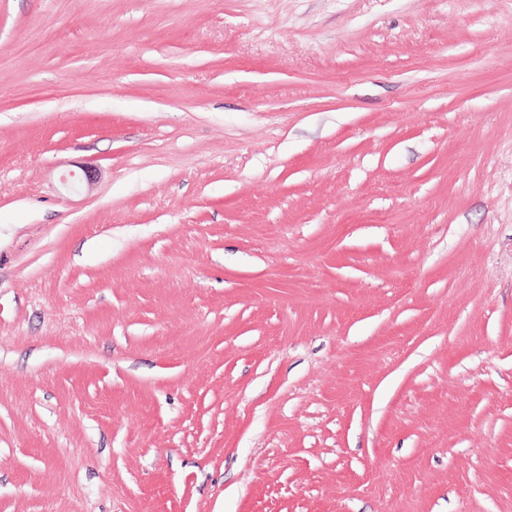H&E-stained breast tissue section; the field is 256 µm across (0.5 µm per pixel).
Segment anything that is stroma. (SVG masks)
I'll return each instance as SVG.
<instances>
[{
  "instance_id": "1",
  "label": "stroma",
  "mask_w": 512,
  "mask_h": 512,
  "mask_svg": "<svg viewBox=\"0 0 512 512\" xmlns=\"http://www.w3.org/2000/svg\"><path fill=\"white\" fill-rule=\"evenodd\" d=\"M0 512H512V0H0Z\"/></svg>"
}]
</instances>
